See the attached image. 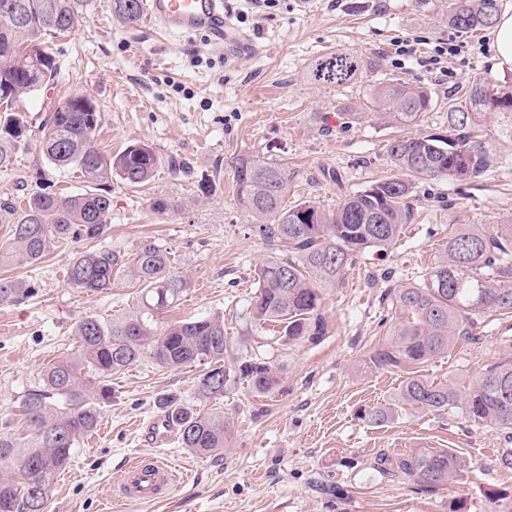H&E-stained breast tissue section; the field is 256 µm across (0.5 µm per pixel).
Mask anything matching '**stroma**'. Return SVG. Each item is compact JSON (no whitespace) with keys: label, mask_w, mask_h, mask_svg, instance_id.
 I'll return each instance as SVG.
<instances>
[{"label":"stroma","mask_w":512,"mask_h":512,"mask_svg":"<svg viewBox=\"0 0 512 512\" xmlns=\"http://www.w3.org/2000/svg\"><path fill=\"white\" fill-rule=\"evenodd\" d=\"M224 6L258 53L230 58L205 34L172 35L143 22L129 27L113 13L112 0H84L82 22L51 44L56 84L22 101L30 131L13 165L0 168V200L47 185L65 195L85 191L77 172L42 157L37 139L45 113L60 100L76 91L91 96L103 115L99 151L110 156L142 142L162 159L147 188L113 179L104 244L124 253L146 240L167 248L191 280L170 318L222 314L232 345L226 365L241 356L265 361L279 366V382L263 395L244 383L227 391L228 445L220 455L198 457L178 437L155 448L144 433L163 413L164 398L191 402L201 366L169 370L140 360L113 377L112 399L58 476L46 512H450L460 498L467 512H512V469L499 464L512 435L465 421L457 409L407 408L374 422L373 409L393 400L404 374L367 363L386 334L395 289L434 266L452 228L512 225V140L486 121L496 161L482 177L417 181L419 213L397 241L364 252L323 289L327 333L315 343L254 326L255 269L272 249L234 189L233 160L242 154L284 165L289 206L312 201L334 209L372 182L399 178L389 140L445 133L449 106L462 103L476 79L512 86V70L493 58L490 31L449 27L448 0H311L306 10L299 0ZM336 51L377 55L383 66L340 87L315 83L314 62ZM386 80L431 90L433 105L420 123L407 128L372 116L369 88ZM347 108L361 119L345 123L340 114ZM172 157L188 164L192 178L169 175ZM201 176L216 183L205 200L194 193ZM157 197L172 200L175 211L154 213ZM71 255L64 246L34 270L0 265V277H31L37 290L21 303L0 305V423L38 386L45 366L74 352L82 316H117L133 306L132 289L122 285L102 294L70 287ZM475 332L477 342H458L426 375L463 393L486 365L512 352V317L484 316ZM420 444L453 449L467 459L468 472L423 492L374 469L379 453ZM136 455L169 461L187 479L160 501L121 500L124 469Z\"/></svg>","instance_id":"stroma-1"}]
</instances>
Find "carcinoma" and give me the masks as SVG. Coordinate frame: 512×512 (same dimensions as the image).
<instances>
[{"mask_svg": "<svg viewBox=\"0 0 512 512\" xmlns=\"http://www.w3.org/2000/svg\"><path fill=\"white\" fill-rule=\"evenodd\" d=\"M83 0H0V17L18 10L16 30L0 23V58L15 59L14 72L1 73L20 88V96L52 84L57 66L49 40L71 32L83 19ZM113 12L127 26L138 25L142 0H112ZM497 0H448V26L461 33L492 27ZM381 68L380 57L368 60L347 52L318 58L314 81L344 85L367 69ZM495 95L499 111L485 106ZM380 108L376 116L411 126L430 110L431 92L391 81L372 86ZM465 104L448 110L446 137L406 136L386 145L404 177L375 182L326 211L310 201L284 205L288 173L277 162L255 156L235 160L236 199L261 222L259 229L279 253L256 270L257 292L250 315L255 324H273L290 340L317 342L325 335L320 313L321 290L333 286L346 267L367 250H383L414 217L411 202L416 178L469 180L485 174L495 160L481 127L493 118L502 135L512 139V89L490 81L472 84ZM0 168L13 163L15 149L27 137V121L12 101L0 100ZM99 106L88 95L74 93L58 102L40 126L39 148L46 161L80 172L88 190L60 195L36 190L20 200L0 202V222L12 234L0 244V265L35 266L63 245L99 240L108 231L112 196L106 185L119 177L131 187L146 186L161 163L155 150L141 142L107 156L94 143L101 125ZM457 148L442 158L441 149ZM123 280L137 289L135 308L121 316L87 315L77 321V354L58 360L42 373L41 384L21 401V423L0 426V512H45L60 472L76 444L96 430L101 408L112 399V376L147 357L163 369L200 364L204 373L194 385V404L177 398L163 402L182 448L197 456L224 451L231 421L218 403L224 392L245 382L265 394L278 383L269 362L224 363L230 344L224 317L164 322L190 288V280L173 266L170 252L146 240L131 254L108 247L76 250L66 269V282L87 293H102ZM35 293L24 278H0V303L19 302ZM394 315L385 339L369 354L376 368L406 372L396 407L372 414L384 422L395 408L424 411L459 409L462 417L493 429L512 430V354L487 366L469 392L461 395L448 381L429 379L424 368L448 354L457 341L473 335L486 313L512 314V226L489 231L460 227L448 233L442 256L422 279L396 289ZM382 474L435 491L462 478L466 460L448 448L418 446L395 456L380 454Z\"/></svg>", "mask_w": 512, "mask_h": 512, "instance_id": "obj_1", "label": "carcinoma"}]
</instances>
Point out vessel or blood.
I'll list each match as a JSON object with an SVG mask.
<instances>
[{
    "mask_svg": "<svg viewBox=\"0 0 512 512\" xmlns=\"http://www.w3.org/2000/svg\"><path fill=\"white\" fill-rule=\"evenodd\" d=\"M150 24L171 33L206 32L213 46L225 53L254 51L249 37L236 27L224 10V0H144ZM171 490V474L159 465L132 464L121 486L125 499L154 501Z\"/></svg>",
    "mask_w": 512,
    "mask_h": 512,
    "instance_id": "vessel-or-blood-1",
    "label": "vessel or blood"
}]
</instances>
